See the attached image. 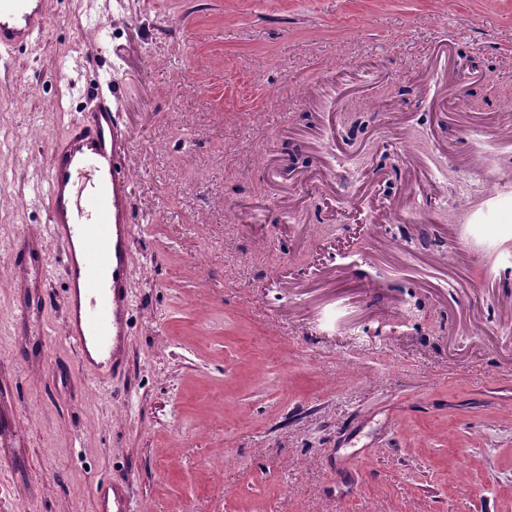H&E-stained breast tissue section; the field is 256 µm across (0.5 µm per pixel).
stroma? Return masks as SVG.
I'll return each mask as SVG.
<instances>
[{
    "label": "stroma",
    "instance_id": "stroma-1",
    "mask_svg": "<svg viewBox=\"0 0 512 512\" xmlns=\"http://www.w3.org/2000/svg\"><path fill=\"white\" fill-rule=\"evenodd\" d=\"M0 55V512H512V0H45ZM456 38L454 58L431 51ZM124 369L65 338L36 194L100 99ZM98 512H132L131 496L126 484L105 480L96 485Z\"/></svg>",
    "mask_w": 512,
    "mask_h": 512
}]
</instances>
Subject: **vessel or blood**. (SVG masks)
<instances>
[{"mask_svg": "<svg viewBox=\"0 0 512 512\" xmlns=\"http://www.w3.org/2000/svg\"><path fill=\"white\" fill-rule=\"evenodd\" d=\"M47 27L36 0H0V51ZM54 152L45 203L50 233L64 245L65 337L82 371L108 382L126 362L132 185L111 102L101 101L83 125L70 128ZM95 498L97 512H132L127 485L102 481Z\"/></svg>", "mask_w": 512, "mask_h": 512, "instance_id": "obj_1", "label": "vessel or blood"}]
</instances>
